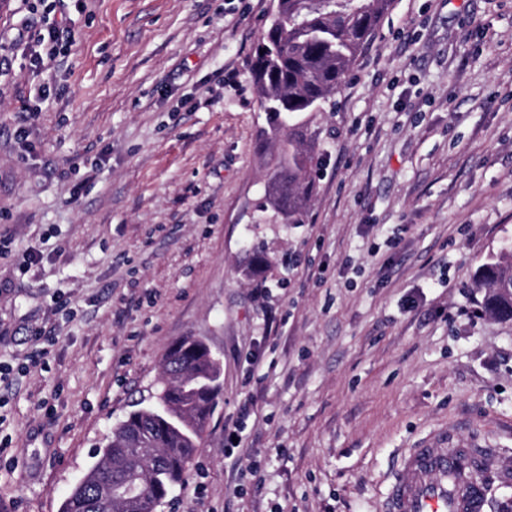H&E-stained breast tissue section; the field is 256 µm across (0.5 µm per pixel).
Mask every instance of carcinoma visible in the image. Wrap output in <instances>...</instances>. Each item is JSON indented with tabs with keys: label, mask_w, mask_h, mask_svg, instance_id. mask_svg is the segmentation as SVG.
I'll use <instances>...</instances> for the list:
<instances>
[{
	"label": "carcinoma",
	"mask_w": 512,
	"mask_h": 512,
	"mask_svg": "<svg viewBox=\"0 0 512 512\" xmlns=\"http://www.w3.org/2000/svg\"><path fill=\"white\" fill-rule=\"evenodd\" d=\"M391 0H280L252 67L270 149L263 212L304 224L318 163L317 113L332 103ZM484 310L512 320V246L478 269ZM221 362L198 336L173 344L155 400L112 430L61 512H156L182 483L218 404Z\"/></svg>",
	"instance_id": "cac0c4a2"
}]
</instances>
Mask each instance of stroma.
I'll list each match as a JSON object with an SVG mask.
<instances>
[{"instance_id": "stroma-1", "label": "stroma", "mask_w": 512, "mask_h": 512, "mask_svg": "<svg viewBox=\"0 0 512 512\" xmlns=\"http://www.w3.org/2000/svg\"><path fill=\"white\" fill-rule=\"evenodd\" d=\"M271 10L0 0L2 42L33 16L73 35L0 66L8 512H59L189 335L220 356L221 396L157 512H382L422 446L490 448L512 473V320L473 286L512 239V0H392L318 118L304 224L257 208ZM35 327L51 344L32 368Z\"/></svg>"}]
</instances>
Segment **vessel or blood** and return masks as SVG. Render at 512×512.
I'll return each mask as SVG.
<instances>
[{
    "instance_id": "1",
    "label": "vessel or blood",
    "mask_w": 512,
    "mask_h": 512,
    "mask_svg": "<svg viewBox=\"0 0 512 512\" xmlns=\"http://www.w3.org/2000/svg\"><path fill=\"white\" fill-rule=\"evenodd\" d=\"M465 448H411L392 475L384 512H486L488 489L465 473Z\"/></svg>"
}]
</instances>
